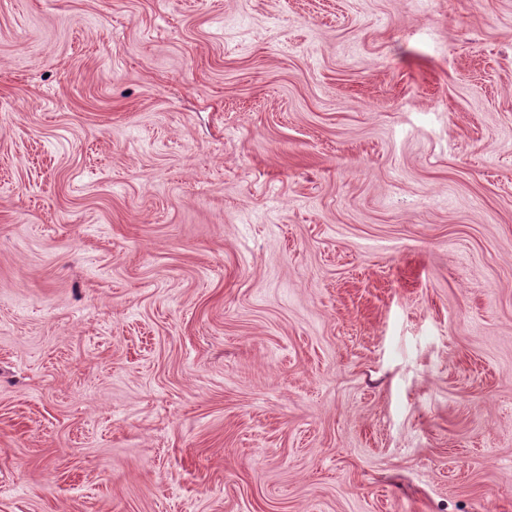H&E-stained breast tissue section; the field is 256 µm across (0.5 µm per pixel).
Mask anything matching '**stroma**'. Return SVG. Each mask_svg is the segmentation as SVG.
Instances as JSON below:
<instances>
[{"mask_svg": "<svg viewBox=\"0 0 512 512\" xmlns=\"http://www.w3.org/2000/svg\"><path fill=\"white\" fill-rule=\"evenodd\" d=\"M0 512H512V0H0Z\"/></svg>", "mask_w": 512, "mask_h": 512, "instance_id": "stroma-1", "label": "stroma"}]
</instances>
